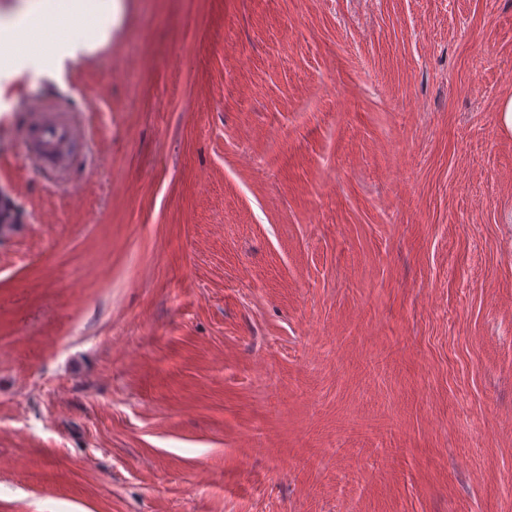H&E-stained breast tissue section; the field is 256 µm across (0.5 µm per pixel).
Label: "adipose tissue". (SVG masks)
<instances>
[{"label": "adipose tissue", "instance_id": "1", "mask_svg": "<svg viewBox=\"0 0 512 512\" xmlns=\"http://www.w3.org/2000/svg\"><path fill=\"white\" fill-rule=\"evenodd\" d=\"M119 14L120 0H20L0 16V71L54 74L103 46Z\"/></svg>", "mask_w": 512, "mask_h": 512}]
</instances>
